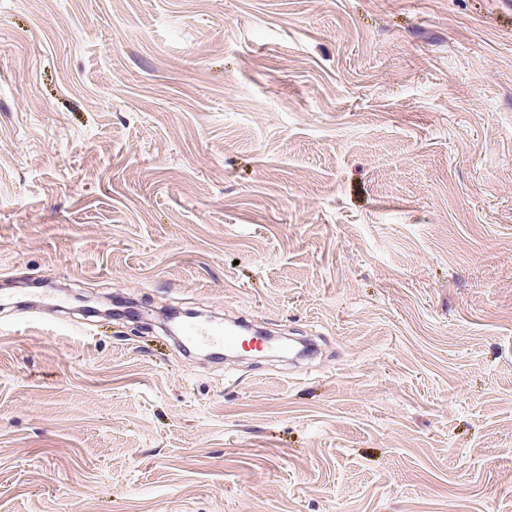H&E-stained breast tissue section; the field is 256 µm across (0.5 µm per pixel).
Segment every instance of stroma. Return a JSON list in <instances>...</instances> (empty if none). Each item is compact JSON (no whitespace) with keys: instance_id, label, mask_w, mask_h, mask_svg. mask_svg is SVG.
Segmentation results:
<instances>
[{"instance_id":"1","label":"stroma","mask_w":512,"mask_h":512,"mask_svg":"<svg viewBox=\"0 0 512 512\" xmlns=\"http://www.w3.org/2000/svg\"><path fill=\"white\" fill-rule=\"evenodd\" d=\"M0 512H512V0H0ZM185 339L198 346H225L234 348L243 346L246 340L238 330H232L221 325H193L186 329Z\"/></svg>"}]
</instances>
